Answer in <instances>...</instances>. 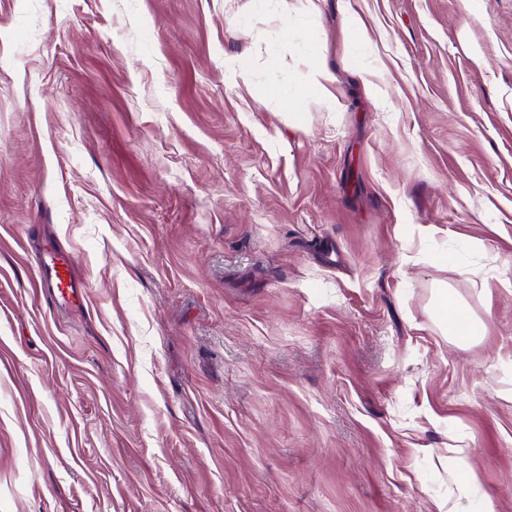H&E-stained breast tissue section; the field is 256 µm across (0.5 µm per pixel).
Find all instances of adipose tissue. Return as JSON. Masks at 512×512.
<instances>
[{"instance_id":"adipose-tissue-1","label":"adipose tissue","mask_w":512,"mask_h":512,"mask_svg":"<svg viewBox=\"0 0 512 512\" xmlns=\"http://www.w3.org/2000/svg\"><path fill=\"white\" fill-rule=\"evenodd\" d=\"M299 78L291 92H284L280 87L270 85L261 88L260 97L267 102H276L287 109L288 116L293 121H300L301 112L297 109L298 101L317 99L328 103L332 100L329 86L334 80L332 72L321 60L320 56L312 54L297 62Z\"/></svg>"}]
</instances>
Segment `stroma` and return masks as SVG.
Returning <instances> with one entry per match:
<instances>
[{"instance_id": "stroma-1", "label": "stroma", "mask_w": 512, "mask_h": 512, "mask_svg": "<svg viewBox=\"0 0 512 512\" xmlns=\"http://www.w3.org/2000/svg\"><path fill=\"white\" fill-rule=\"evenodd\" d=\"M282 46L335 76L301 125L258 95ZM483 494L512 512V0H0V512ZM44 251L45 253L40 256L42 288L51 299L58 301L61 299V304L72 301L75 295L78 296V285L72 279L71 264L64 256L59 257L51 244H47ZM44 254L51 257L50 264L47 263ZM435 316L444 333L449 336H480L481 326L473 319H464L460 304L451 296L447 289L440 290Z\"/></svg>"}]
</instances>
